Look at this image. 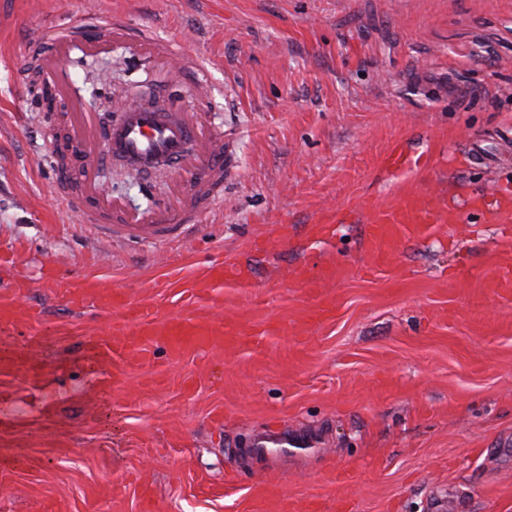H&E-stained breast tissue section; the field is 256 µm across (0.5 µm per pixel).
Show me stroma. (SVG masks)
I'll list each match as a JSON object with an SVG mask.
<instances>
[{
    "mask_svg": "<svg viewBox=\"0 0 512 512\" xmlns=\"http://www.w3.org/2000/svg\"><path fill=\"white\" fill-rule=\"evenodd\" d=\"M123 13L181 40L207 69L210 122L236 163L224 198L189 242L99 243L55 201L46 129L72 132L90 104L87 71L120 63L159 103L189 87L114 50L63 63L66 102L47 113L27 59L37 37L87 12ZM512 0H0V252L17 250L38 318L0 328V512H258L253 484L288 512H512V292L489 280L512 257V223L467 214L512 189ZM430 149L404 176L381 165L394 143ZM69 167L79 192L82 169ZM175 177H116L129 213L168 200ZM409 189L446 194L464 222L399 237L392 265L368 257L358 201ZM337 214L322 241L308 228ZM288 237L257 252L255 241ZM249 264L253 292L229 314L288 332L258 348L175 358L155 349L123 383L100 385L83 345L110 318L47 291L44 273L100 275L135 300L175 266ZM336 264L334 314L294 335L312 304L285 272Z\"/></svg>",
    "mask_w": 512,
    "mask_h": 512,
    "instance_id": "1",
    "label": "stroma"
}]
</instances>
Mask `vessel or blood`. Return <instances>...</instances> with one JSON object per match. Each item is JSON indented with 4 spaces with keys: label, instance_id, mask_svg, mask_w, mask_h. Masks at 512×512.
I'll use <instances>...</instances> for the list:
<instances>
[{
    "label": "vessel or blood",
    "instance_id": "vessel-or-blood-1",
    "mask_svg": "<svg viewBox=\"0 0 512 512\" xmlns=\"http://www.w3.org/2000/svg\"><path fill=\"white\" fill-rule=\"evenodd\" d=\"M88 27L96 29L98 44L109 43L129 54L178 66L191 86L192 105L180 101L170 103L164 115L131 108L123 110L115 122L91 124L98 142L104 143L107 151L124 154L145 169L159 162L175 167L183 175L182 184L189 201L175 209L164 206L157 213L133 217L119 204L94 195L76 197L61 184L56 188L58 204L66 211L85 215V229L100 241L149 244L198 236L204 229L203 218L210 212L212 203L224 196V174L234 162L229 145L210 128L208 81L204 71L199 68L195 55L180 41L157 40L148 30L134 28L123 14L103 20L91 15L86 17L83 27L57 25L42 30L39 37L51 46L53 54L60 56L85 43L84 30ZM382 164L399 175L414 166H427L428 158L423 155L409 160L405 150L396 145L384 155ZM359 208L366 214L368 253L378 266L389 265L400 234L422 238L435 225L454 224L462 219L460 213L449 208L447 196L431 197L419 192L407 193L397 203L386 206L364 200ZM341 273V268L333 264L319 270L305 265L292 270L293 282L304 288L315 302L306 318L296 324V335H307L314 324L330 316L334 303L323 288ZM250 278V268L221 258L196 268H171L160 283L164 295L184 303L200 302L214 307V314L200 316L169 313L155 304L133 301L125 289L113 286L107 278L61 276L51 278L49 284L72 307L83 308L91 299L99 310L111 315L110 332L90 334L84 344L102 367L103 383L115 385L123 381L128 366L149 359L155 345L164 346L172 356L181 357L204 350L247 346L260 342L262 337L280 335L283 331L280 323L268 322L259 330L251 321L220 314L225 289L250 287ZM11 288V294L0 295L1 326L25 321L34 315L29 306L17 300L18 295L25 292L26 283L13 280Z\"/></svg>",
    "mask_w": 512,
    "mask_h": 512
}]
</instances>
